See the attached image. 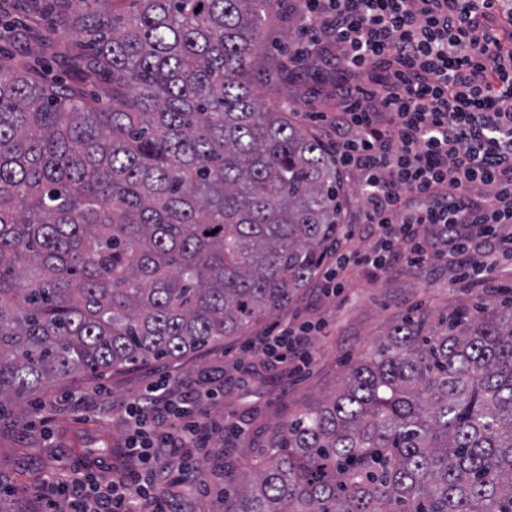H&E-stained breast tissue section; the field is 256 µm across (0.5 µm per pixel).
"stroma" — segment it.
I'll use <instances>...</instances> for the list:
<instances>
[{
  "label": "stroma",
  "mask_w": 512,
  "mask_h": 512,
  "mask_svg": "<svg viewBox=\"0 0 512 512\" xmlns=\"http://www.w3.org/2000/svg\"><path fill=\"white\" fill-rule=\"evenodd\" d=\"M0 12L17 22L0 32V49L16 59L49 60L55 73L71 77L67 53L75 41L56 37L34 24L27 0H0ZM288 16H273L266 27L263 52L265 104L274 106L289 93L313 94L319 111L332 113L336 99L320 75L306 83L289 80ZM346 295L321 296L315 285L304 288L285 310L254 323L241 336L178 359L151 360L102 374H82L30 396L10 413L0 416V473L7 477L5 512H31L49 472L73 473L79 451L110 441L125 449L129 438L126 404L148 384L168 376L183 383L221 378L224 397L206 405L213 417L239 421L242 435L232 444L216 438L190 476L191 492L171 494L167 479L156 478L153 490L171 499V512H224V473L244 471L256 464V449L275 424L332 396L349 366L380 341L402 319L429 314L445 316L462 306L476 307L478 295L450 287L446 268L419 269L398 265L386 270L349 267ZM323 322L312 339L315 360L300 374L287 367L255 365L244 346L293 316Z\"/></svg>",
  "instance_id": "obj_1"
}]
</instances>
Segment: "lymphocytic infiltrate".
Here are the masks:
<instances>
[{
    "label": "lymphocytic infiltrate",
    "instance_id": "obj_1",
    "mask_svg": "<svg viewBox=\"0 0 512 512\" xmlns=\"http://www.w3.org/2000/svg\"><path fill=\"white\" fill-rule=\"evenodd\" d=\"M293 15L288 71L332 73L334 115L309 118L329 120L336 164L358 178L361 214L344 238L377 239L369 250L331 254L320 293L344 294L350 266L397 261L439 264L452 283L482 286L512 261V0H295ZM314 332L285 322L258 337L253 353L306 365ZM169 389L161 380L126 407L137 462L128 478L48 474L70 512H170L150 474L172 468L173 486L185 485L199 451L231 424L201 414L213 389L191 386L175 398Z\"/></svg>",
    "mask_w": 512,
    "mask_h": 512
}]
</instances>
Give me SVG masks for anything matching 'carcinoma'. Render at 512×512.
<instances>
[{
  "mask_svg": "<svg viewBox=\"0 0 512 512\" xmlns=\"http://www.w3.org/2000/svg\"><path fill=\"white\" fill-rule=\"evenodd\" d=\"M113 2L35 6L95 97L0 59V403L240 335L342 231L332 155L254 80L282 0ZM224 512H512V306L393 327Z\"/></svg>",
  "mask_w": 512,
  "mask_h": 512,
  "instance_id": "1",
  "label": "carcinoma"
}]
</instances>
